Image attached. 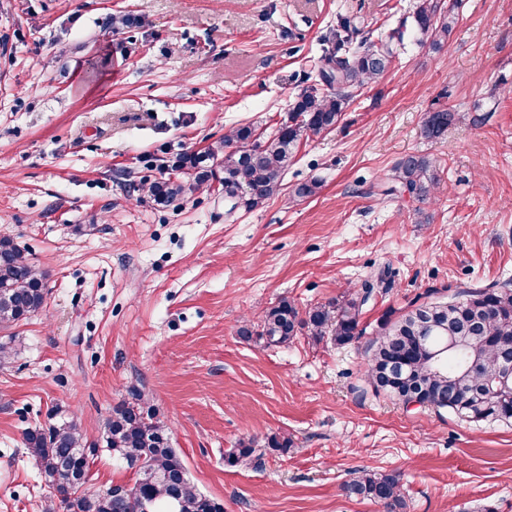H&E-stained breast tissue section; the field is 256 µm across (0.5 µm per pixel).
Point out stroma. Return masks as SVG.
Instances as JSON below:
<instances>
[{
  "mask_svg": "<svg viewBox=\"0 0 512 512\" xmlns=\"http://www.w3.org/2000/svg\"><path fill=\"white\" fill-rule=\"evenodd\" d=\"M412 4L0 0V233L49 290L41 313L0 329V512L54 504L28 428L61 405L97 440L132 387L224 512H385L343 492L363 469L398 476L405 512H512V424L404 406L363 374L386 312L512 284V0H458L438 51L418 42ZM117 14L133 26L113 27ZM341 15L402 28L401 62L331 132L301 140L278 194L233 212L210 187L150 200L180 154L286 121ZM439 106L456 120L425 137ZM414 153L441 175L424 204L385 193ZM311 180L315 195L293 197ZM384 267L393 286L351 344L303 334L264 348L238 333L280 299L333 301ZM248 438L261 465H227ZM134 482L97 448L88 491Z\"/></svg>",
  "mask_w": 512,
  "mask_h": 512,
  "instance_id": "35a3bbf8",
  "label": "stroma"
}]
</instances>
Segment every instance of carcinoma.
Wrapping results in <instances>:
<instances>
[{"label": "carcinoma", "instance_id": "obj_1", "mask_svg": "<svg viewBox=\"0 0 512 512\" xmlns=\"http://www.w3.org/2000/svg\"><path fill=\"white\" fill-rule=\"evenodd\" d=\"M413 17L417 32L430 46L441 49L448 42L455 16L441 0H415ZM336 32L326 68L317 77L305 76L304 86L288 108V119L270 135L259 132L260 123L233 128L224 140L200 153L181 156L167 177L149 187L158 206L192 197L203 185L217 181L224 196L251 210L281 190L284 175L293 164L295 149L308 133L318 135L341 120L353 92L378 81L398 58L393 43L403 32L386 36L368 32L360 37L341 24ZM455 119L444 107L428 112L425 132L442 134ZM390 191L408 194L423 203L436 196L440 178L436 163L424 155L409 154L391 169ZM392 287V273L380 272L360 288L328 303L299 310L282 299L265 310L259 322L242 335L262 347L288 344L298 335L325 336L338 345L358 340L363 330L364 307L378 288ZM47 290L45 273L24 256L13 238L0 235V326L10 327L40 313ZM466 336L467 350L435 364L429 353L444 347L448 332ZM512 342V288H477L463 298L427 301L395 314H387L368 347L364 376L377 393L401 403L415 392L425 394L438 411L473 423L511 422L512 395L497 392L503 364V347ZM102 442H90L77 418L59 407L47 422L27 429L23 445L39 467L62 512H224V505L195 490L188 471L172 444L171 431L149 406L141 392L130 389L113 408L104 424ZM104 446L116 460L136 469L137 479L129 497L116 486L89 494L69 475L87 474L95 448ZM256 441H241L225 454L230 466L244 461L259 463ZM349 495L370 500L387 512L405 508L399 479L392 474L364 471L345 487Z\"/></svg>", "mask_w": 512, "mask_h": 512}]
</instances>
